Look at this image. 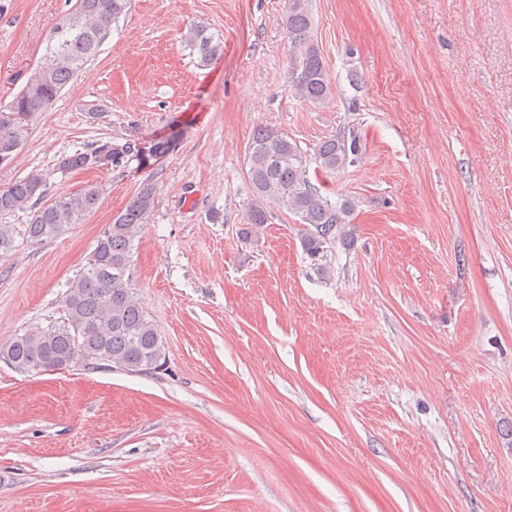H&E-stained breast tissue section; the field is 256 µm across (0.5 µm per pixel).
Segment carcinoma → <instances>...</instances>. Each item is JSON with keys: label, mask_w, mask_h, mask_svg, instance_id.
Segmentation results:
<instances>
[{"label": "carcinoma", "mask_w": 512, "mask_h": 512, "mask_svg": "<svg viewBox=\"0 0 512 512\" xmlns=\"http://www.w3.org/2000/svg\"><path fill=\"white\" fill-rule=\"evenodd\" d=\"M130 0H77L75 10L52 30L46 46L50 60L21 92L0 106V156L12 161L14 147L29 138L38 115L55 103L60 92L84 66L100 53L112 25L125 14ZM314 16L311 0H287L286 29L289 41V79L296 96L314 104L333 98L323 57L311 34ZM187 41L207 64L220 52V43L204 25L190 28ZM169 149L156 141L144 149L98 139L82 151L61 157L57 171L121 167L129 159L146 165ZM361 151L357 130L329 137L315 149L321 167L336 170L356 161ZM253 202L247 213L248 235L252 227L268 223L270 203L296 215L311 226L303 240L307 254L315 258L335 240L340 226L349 223L355 204L350 199L335 203L321 196L306 177V155L288 134L268 126L257 127L245 154ZM50 175L30 174L0 189V251L13 247L15 227L3 219L30 207L23 236L32 243L55 238L73 224H80L101 204L102 188L87 185L76 193L57 197L43 205ZM155 208V189L144 183L124 210L112 216L96 248L68 286L64 321L59 325L27 329L0 348V362L25 374L37 375L83 364L107 366L130 373H152L163 365L165 346L154 322L135 299L130 268L135 242Z\"/></svg>", "instance_id": "cac0c4a2"}]
</instances>
